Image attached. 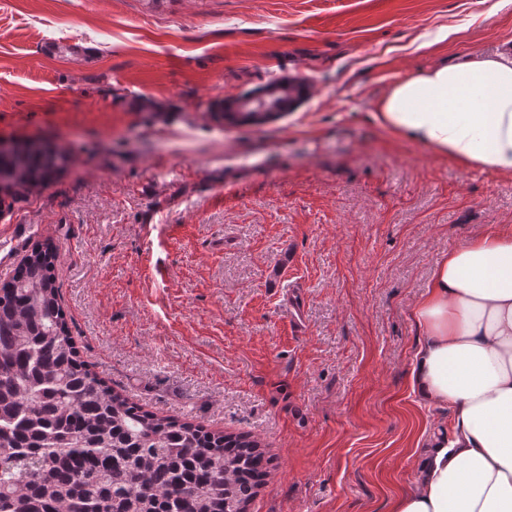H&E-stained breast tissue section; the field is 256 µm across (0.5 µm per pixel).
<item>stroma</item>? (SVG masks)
Masks as SVG:
<instances>
[{"mask_svg": "<svg viewBox=\"0 0 512 512\" xmlns=\"http://www.w3.org/2000/svg\"><path fill=\"white\" fill-rule=\"evenodd\" d=\"M512 46V0H0V140L68 157L7 197L0 284L57 252L80 357L144 409L259 441L249 512H387L449 423L411 309L512 225V175L372 119L396 79ZM291 76L257 124L225 99Z\"/></svg>", "mask_w": 512, "mask_h": 512, "instance_id": "stroma-1", "label": "stroma"}]
</instances>
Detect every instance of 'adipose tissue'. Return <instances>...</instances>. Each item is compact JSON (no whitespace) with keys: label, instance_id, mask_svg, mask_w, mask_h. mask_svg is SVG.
<instances>
[{"label":"adipose tissue","instance_id":"obj_1","mask_svg":"<svg viewBox=\"0 0 512 512\" xmlns=\"http://www.w3.org/2000/svg\"><path fill=\"white\" fill-rule=\"evenodd\" d=\"M374 119L463 169L512 175V48L395 80ZM412 321L413 386L451 426L389 512H512V227L441 256Z\"/></svg>","mask_w":512,"mask_h":512}]
</instances>
